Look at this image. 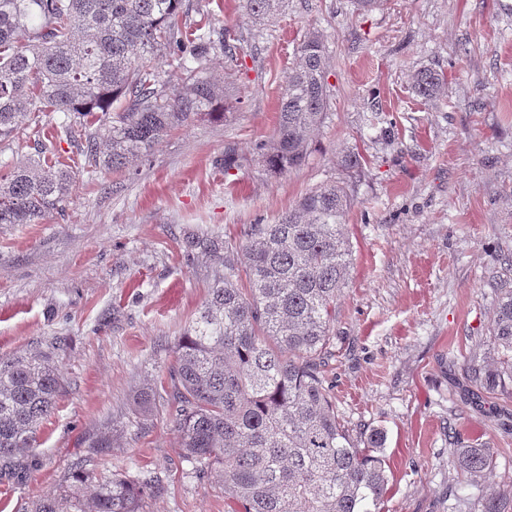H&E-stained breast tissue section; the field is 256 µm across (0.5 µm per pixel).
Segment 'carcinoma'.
I'll return each instance as SVG.
<instances>
[{
  "instance_id": "cac0c4a2",
  "label": "carcinoma",
  "mask_w": 512,
  "mask_h": 512,
  "mask_svg": "<svg viewBox=\"0 0 512 512\" xmlns=\"http://www.w3.org/2000/svg\"><path fill=\"white\" fill-rule=\"evenodd\" d=\"M184 0H0V155L46 112H60L52 137L84 141L80 168L122 170L147 156L167 132L224 100L208 75L217 52L233 58L231 32L191 20ZM288 0H242L253 22ZM328 54L313 32L296 50L272 137L254 145L273 177L303 166L310 137L330 106ZM447 77L432 67L411 75L430 101ZM47 144L0 172V224H35L65 209L75 173L46 161ZM346 181L307 193L274 224L248 225L242 240L218 235L186 241L219 260L209 297L178 338L169 368L172 421L184 457L224 486L231 512H380L389 477L384 435L355 441L336 415L323 369L336 339V302L349 279L344 224ZM246 265L240 266L238 256ZM488 281L494 317L486 337L494 355L472 354L464 378L476 394H512V258ZM63 378L51 351L0 358V460L29 455L51 415ZM457 484L493 486L501 478L489 449L474 440L452 451ZM114 474L86 483L62 478L59 494L32 512H143V491ZM474 512H512V497L466 498Z\"/></svg>"
}]
</instances>
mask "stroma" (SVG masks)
<instances>
[{
    "mask_svg": "<svg viewBox=\"0 0 512 512\" xmlns=\"http://www.w3.org/2000/svg\"><path fill=\"white\" fill-rule=\"evenodd\" d=\"M236 32L237 59L212 56L227 120L164 135L131 170L77 171L63 214L0 224V357L58 345L65 390L37 443L0 469V512H31L82 467L158 483L145 512H225L224 487L195 476L172 422L171 348L213 284L215 258H183L190 235L242 237L320 184L349 180L351 275L336 304L326 381L352 437L386 434L383 512H457L448 434L490 448L512 489V396L470 403L465 357L483 351L492 253L512 256V0H288L252 23L241 0H188ZM325 42L331 103L307 165L270 177L252 159L306 33ZM446 91L425 102L420 67ZM235 143L241 168L216 161ZM358 153L362 171L337 159ZM157 394L140 411L142 388ZM108 454L92 456L99 438ZM447 77L442 70L423 67L411 76V86L415 95L425 101H430L444 93Z\"/></svg>",
    "mask_w": 512,
    "mask_h": 512,
    "instance_id": "stroma-1",
    "label": "stroma"
}]
</instances>
